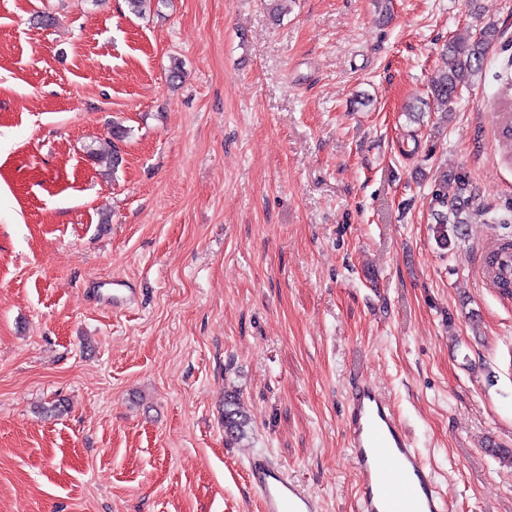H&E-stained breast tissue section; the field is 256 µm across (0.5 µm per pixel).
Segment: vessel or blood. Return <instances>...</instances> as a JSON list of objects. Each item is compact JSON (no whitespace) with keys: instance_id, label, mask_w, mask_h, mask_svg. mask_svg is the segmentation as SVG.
<instances>
[{"instance_id":"b4317fda","label":"vessel or blood","mask_w":512,"mask_h":512,"mask_svg":"<svg viewBox=\"0 0 512 512\" xmlns=\"http://www.w3.org/2000/svg\"><path fill=\"white\" fill-rule=\"evenodd\" d=\"M345 425L360 512H450L390 399L370 380L353 382ZM246 479L262 512H320L318 500L267 456L250 458Z\"/></svg>"}]
</instances>
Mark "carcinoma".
Here are the masks:
<instances>
[{"mask_svg": "<svg viewBox=\"0 0 512 512\" xmlns=\"http://www.w3.org/2000/svg\"><path fill=\"white\" fill-rule=\"evenodd\" d=\"M496 37V28L486 25L466 38H458L448 44V68L443 70L431 83V96L442 112H448L450 104L458 96V92L466 85V80L482 66L483 57L488 52ZM475 188L470 177L464 172L448 175L444 172L434 179L431 199L435 210L436 243L448 248L449 235L458 234V225L465 223V216L470 214L475 201ZM512 252V238L505 237L499 245L488 254L490 262L486 263L489 273L493 274V282L500 285L506 279L494 273L500 253ZM248 418L241 406L239 398L228 394L224 398V433L232 440L246 435Z\"/></svg>", "mask_w": 512, "mask_h": 512, "instance_id": "obj_1", "label": "carcinoma"}]
</instances>
